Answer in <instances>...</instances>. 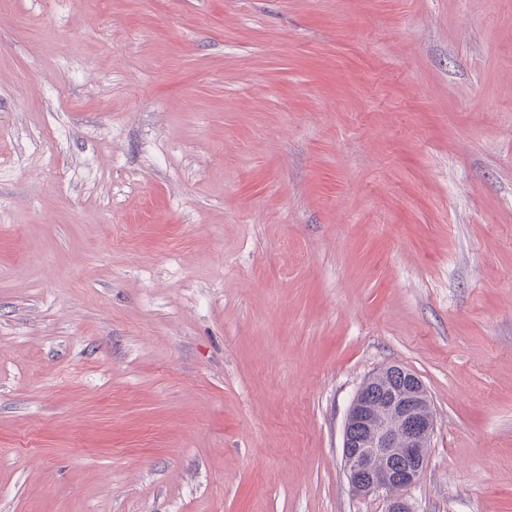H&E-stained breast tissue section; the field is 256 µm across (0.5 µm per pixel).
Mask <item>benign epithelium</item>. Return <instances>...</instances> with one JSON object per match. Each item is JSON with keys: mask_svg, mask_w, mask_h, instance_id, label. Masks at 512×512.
I'll return each instance as SVG.
<instances>
[{"mask_svg": "<svg viewBox=\"0 0 512 512\" xmlns=\"http://www.w3.org/2000/svg\"><path fill=\"white\" fill-rule=\"evenodd\" d=\"M397 370V365L380 368L356 392L346 414L343 457L354 493H382L387 512H411L407 502L391 489L414 485L425 468V449L431 441L434 420L433 404L422 381L415 374H408L412 392L391 398L388 418L377 420L366 440L352 437V431L362 426L370 414L366 386Z\"/></svg>", "mask_w": 512, "mask_h": 512, "instance_id": "1", "label": "benign epithelium"}]
</instances>
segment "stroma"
Instances as JSON below:
<instances>
[{"instance_id": "35a3bbf8", "label": "stroma", "mask_w": 512, "mask_h": 512, "mask_svg": "<svg viewBox=\"0 0 512 512\" xmlns=\"http://www.w3.org/2000/svg\"><path fill=\"white\" fill-rule=\"evenodd\" d=\"M512 512V0H0V512ZM400 370L387 365L363 382L348 408L343 432V457L348 482L358 495L382 493L387 512H411L407 502L391 494L394 486L402 489L417 483L425 468V449L434 429L433 404L422 381L408 373L413 389L408 395H395L390 401L387 419H378L364 441L352 437V431L368 419L370 403L366 386Z\"/></svg>"}]
</instances>
